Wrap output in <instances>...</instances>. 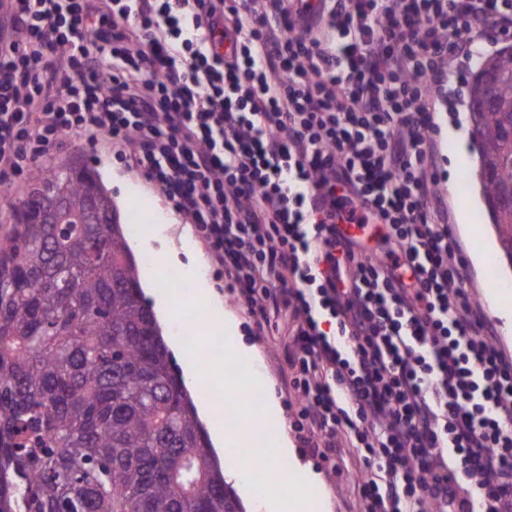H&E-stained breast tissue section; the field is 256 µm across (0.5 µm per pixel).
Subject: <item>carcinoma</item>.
<instances>
[{"label": "carcinoma", "instance_id": "carcinoma-1", "mask_svg": "<svg viewBox=\"0 0 512 512\" xmlns=\"http://www.w3.org/2000/svg\"><path fill=\"white\" fill-rule=\"evenodd\" d=\"M511 110L479 113L486 204L512 186V55L481 59ZM512 249V218L491 215ZM112 197L37 167L0 224V512H244L151 305Z\"/></svg>", "mask_w": 512, "mask_h": 512}]
</instances>
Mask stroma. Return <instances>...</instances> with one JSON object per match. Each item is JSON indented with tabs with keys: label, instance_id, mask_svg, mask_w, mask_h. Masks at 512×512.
<instances>
[{
	"label": "stroma",
	"instance_id": "stroma-1",
	"mask_svg": "<svg viewBox=\"0 0 512 512\" xmlns=\"http://www.w3.org/2000/svg\"><path fill=\"white\" fill-rule=\"evenodd\" d=\"M440 128L436 169L440 177V195L448 222L469 262L465 285L475 307L490 320L496 346L506 357H512V334L504 332V321L488 296L499 282L512 280V262L502 253L495 226L492 224L473 174L478 167V153L472 145V124L468 109V90L460 88L449 103L439 105L434 114ZM116 149L106 138L91 141L74 137L51 148L43 163L62 166L72 161L86 164L112 196L121 223H129L131 215H141L154 225L153 241L135 235L130 245L135 255L158 256L167 252L173 269L189 275L192 281L205 282L213 292L212 308L236 324L230 344L251 348L249 363L260 381L253 401L262 406L276 401L281 408L279 427L295 448L300 466L294 470L295 481L305 480L309 473L319 477L317 489L325 502L326 512H364L357 491L360 462L351 449L340 448L330 459H322L301 447L293 433L291 420L302 402L288 383L290 371L284 361L286 339L272 329H260L249 314L239 292L218 281L209 263L207 247L190 218L176 212L167 195L153 183L129 169L115 157ZM470 199L469 212H462L460 202Z\"/></svg>",
	"mask_w": 512,
	"mask_h": 512
}]
</instances>
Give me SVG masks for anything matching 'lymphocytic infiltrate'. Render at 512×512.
Here are the masks:
<instances>
[{"instance_id": "1", "label": "lymphocytic infiltrate", "mask_w": 512, "mask_h": 512, "mask_svg": "<svg viewBox=\"0 0 512 512\" xmlns=\"http://www.w3.org/2000/svg\"><path fill=\"white\" fill-rule=\"evenodd\" d=\"M487 27L512 38V0H0V186L74 136L130 145L257 325L289 313L292 426L357 450L365 512H512V360L435 166Z\"/></svg>"}]
</instances>
